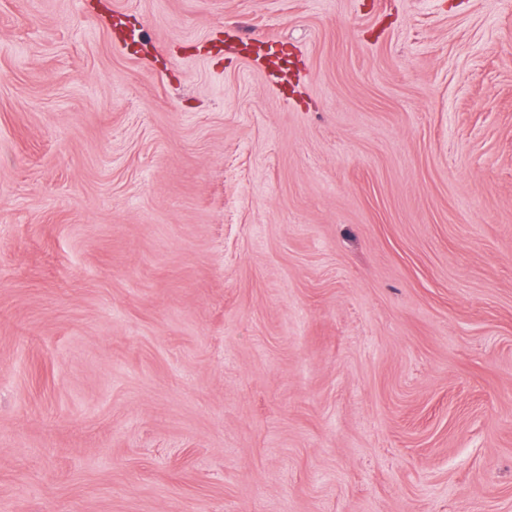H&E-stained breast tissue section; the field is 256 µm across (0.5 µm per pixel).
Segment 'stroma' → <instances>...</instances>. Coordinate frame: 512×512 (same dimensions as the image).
I'll return each instance as SVG.
<instances>
[{
  "instance_id": "1",
  "label": "stroma",
  "mask_w": 512,
  "mask_h": 512,
  "mask_svg": "<svg viewBox=\"0 0 512 512\" xmlns=\"http://www.w3.org/2000/svg\"><path fill=\"white\" fill-rule=\"evenodd\" d=\"M0 512H512V0H0Z\"/></svg>"
}]
</instances>
